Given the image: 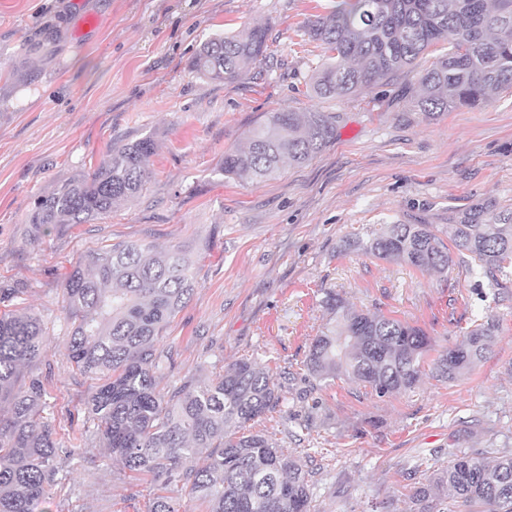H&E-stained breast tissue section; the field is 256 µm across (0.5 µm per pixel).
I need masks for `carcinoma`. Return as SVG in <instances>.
Wrapping results in <instances>:
<instances>
[{
  "label": "carcinoma",
  "instance_id": "carcinoma-1",
  "mask_svg": "<svg viewBox=\"0 0 512 512\" xmlns=\"http://www.w3.org/2000/svg\"><path fill=\"white\" fill-rule=\"evenodd\" d=\"M308 41L325 60L311 75L315 94L343 98L407 72L431 47L444 44L417 81L413 103L430 116L475 108L491 94L512 90V0H341L304 21ZM267 51L266 28L211 36L191 58L199 75L239 79ZM336 136L323 112H273L249 131L247 146L224 153L215 174L262 180L288 160L312 159ZM158 143L151 137L113 145L90 174L56 186L27 217L43 235L61 224H91L144 190ZM477 203L448 219L443 240L430 224H387L344 249L422 273L443 274L455 256L503 287L512 269V210ZM192 262L179 246L157 250L143 242L112 244L81 256L65 279L61 312L70 324L67 355L96 382L85 400L99 455L137 474L182 483L208 512H311L309 473L261 432L246 424L276 410L282 389L249 360L218 378L163 393L157 378L171 365L162 332L190 301ZM23 288L0 287V512H44L48 490L65 488L67 473L49 418L44 416L46 351L41 320L10 309ZM330 315L314 337L304 366L316 381L346 377L382 398L415 387L426 375L452 380L488 349L496 328L489 317L463 332L462 342L425 369L431 344L421 328L380 313L353 312L340 294L322 298ZM448 465L418 482L408 512H512V451L494 460L448 450Z\"/></svg>",
  "mask_w": 512,
  "mask_h": 512
}]
</instances>
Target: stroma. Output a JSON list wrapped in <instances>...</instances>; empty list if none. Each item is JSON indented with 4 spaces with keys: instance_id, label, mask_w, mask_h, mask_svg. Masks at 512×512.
I'll return each mask as SVG.
<instances>
[{
    "instance_id": "stroma-1",
    "label": "stroma",
    "mask_w": 512,
    "mask_h": 512,
    "mask_svg": "<svg viewBox=\"0 0 512 512\" xmlns=\"http://www.w3.org/2000/svg\"><path fill=\"white\" fill-rule=\"evenodd\" d=\"M336 0H0V286H18L23 311L41 316L51 368L46 402L61 448H92L82 400L91 386L66 355L58 309L78 258L104 245L182 247L196 290L164 332L173 356L162 390L213 379L256 361L285 397L252 428L314 473V512H403L415 469L448 451L512 450V280L496 290L471 258L445 274L341 251L343 240L384 224H429L477 202L512 209V93L430 119L411 102L430 55L349 98L316 96L323 51L300 30ZM267 28V51L232 83L189 61L213 34ZM325 112L335 139L313 160L272 177L215 175L226 151L271 113ZM153 136L158 151L135 200L91 224L33 237L27 216L55 186L93 171L110 145ZM351 309L422 328L429 358L461 342L475 319L495 316L489 351L453 381L424 378L380 398L341 378L312 388L303 361L325 325L324 290ZM178 512H207L178 482L132 477L119 461L70 470L45 512H148L155 495Z\"/></svg>"
}]
</instances>
